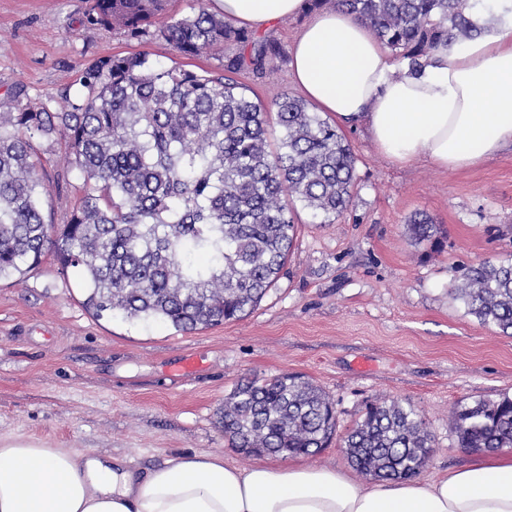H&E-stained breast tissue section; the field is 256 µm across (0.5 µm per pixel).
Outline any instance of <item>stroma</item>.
Instances as JSON below:
<instances>
[{
  "instance_id": "35a3bbf8",
  "label": "stroma",
  "mask_w": 512,
  "mask_h": 512,
  "mask_svg": "<svg viewBox=\"0 0 512 512\" xmlns=\"http://www.w3.org/2000/svg\"><path fill=\"white\" fill-rule=\"evenodd\" d=\"M91 0H0V97L63 105L91 61L149 53L166 67L219 70L218 55L186 57L157 35L128 39L91 27ZM251 98L299 96L290 59L265 77L239 74ZM356 157L348 209L321 223L295 205L288 264L243 318L187 332L82 305L79 270L52 257L0 281V438L40 441L142 467L193 452L238 466L219 410L238 383L283 373L321 387L341 429L365 405L397 399L425 418L434 453L425 475L480 460L459 447L455 405L512 396V336L480 324L449 295L465 269L512 259V145L481 165L448 172L378 152L364 126H340ZM51 183L46 220L66 223L82 190L63 145L38 140ZM439 224V252L415 243L416 215Z\"/></svg>"
}]
</instances>
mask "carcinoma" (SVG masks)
I'll list each match as a JSON object with an SVG mask.
<instances>
[{"label": "carcinoma", "instance_id": "carcinoma-1", "mask_svg": "<svg viewBox=\"0 0 512 512\" xmlns=\"http://www.w3.org/2000/svg\"><path fill=\"white\" fill-rule=\"evenodd\" d=\"M169 0H93L90 26L140 39L157 35L184 56L215 51L224 63L206 75L163 68L146 53L100 57L67 109L33 110L19 94L0 100V280L22 276L50 254L83 275L87 310L162 321L191 331L240 319L286 266L295 235L291 197L326 221L348 208L355 156L336 127L287 93L266 106L235 76L267 73L280 43L224 20L209 0L168 13ZM342 7L372 29L395 59L414 68L441 46L482 28L472 0H304L307 12ZM280 129L271 148V123ZM65 142L84 193L64 224L46 222L49 195L34 139ZM417 243L439 244L421 216ZM449 293L482 325L512 336V261L468 268ZM234 448L313 456L338 419L327 394L298 375L239 384L220 411ZM460 447L512 448V397L458 405ZM365 476L409 479L428 463L432 436L423 416L397 400L373 402L342 437Z\"/></svg>", "mask_w": 512, "mask_h": 512}]
</instances>
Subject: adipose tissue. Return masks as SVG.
<instances>
[{
	"label": "adipose tissue",
	"mask_w": 512,
	"mask_h": 512,
	"mask_svg": "<svg viewBox=\"0 0 512 512\" xmlns=\"http://www.w3.org/2000/svg\"><path fill=\"white\" fill-rule=\"evenodd\" d=\"M225 20L256 31L302 0H217ZM305 97L342 125H364L379 153L449 172L512 143V12L492 29L437 50L414 69L393 62L344 9L313 12L292 46ZM0 512H512V457L494 455L436 477L360 484L333 467L223 455L172 456L149 470L110 456L0 440Z\"/></svg>",
	"instance_id": "adipose-tissue-1"
}]
</instances>
